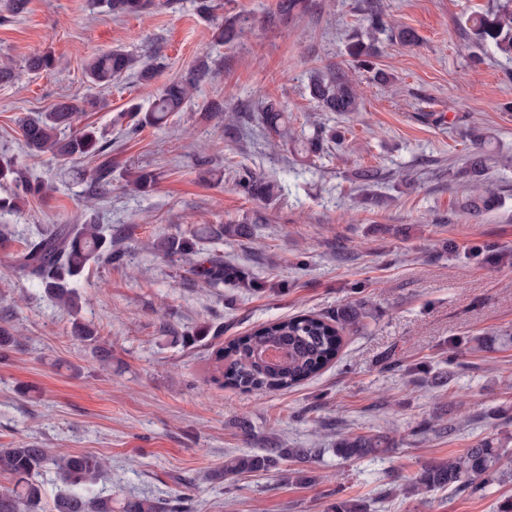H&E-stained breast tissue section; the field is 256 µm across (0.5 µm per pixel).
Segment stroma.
Returning a JSON list of instances; mask_svg holds the SVG:
<instances>
[{
  "instance_id": "obj_1",
  "label": "stroma",
  "mask_w": 512,
  "mask_h": 512,
  "mask_svg": "<svg viewBox=\"0 0 512 512\" xmlns=\"http://www.w3.org/2000/svg\"><path fill=\"white\" fill-rule=\"evenodd\" d=\"M198 2L160 0L151 14L119 17L94 0H29L17 16L0 9V67L22 75L0 84V152L54 187L0 211L13 232L0 245V328L12 337L0 349V448L105 457L99 485L112 512L136 500L164 512H329L344 499L366 512H512V453L501 460L504 480L480 491H409L427 462L512 438V58L473 47L460 28L495 0H310L300 18L256 23L226 45L213 41L217 23L238 13L258 20L277 0H210L207 12ZM372 6L388 25L375 43L387 84L354 70L347 53L365 39ZM394 28L413 30L417 43L392 39ZM46 49L54 69L26 71ZM114 49L157 52L166 65L149 84L128 74L89 87L86 63ZM206 54L216 73L184 111L134 129L128 107H149ZM328 65L360 82L357 111H317L307 72ZM90 95L100 104L81 121L112 142V187L94 214L123 258L75 281L81 308L72 314L16 278L11 259L38 229L83 211L90 188L79 172L95 162L29 157L18 121ZM212 100L223 112L204 114ZM261 100L280 104L296 131L317 116L332 140L313 153L281 140ZM473 126L489 138L485 181L502 198L478 215L457 207ZM201 155L210 159L204 178ZM367 167L380 183L363 184ZM138 168L158 173L152 192L129 184ZM246 171L281 183L280 197L245 193L237 182ZM244 221L249 235L198 246L257 280L255 290L206 285L154 248L162 236ZM358 301L370 313L365 332L344 336L336 360L299 386L247 392L213 370V352L258 324L332 317ZM79 323L95 328L94 341L75 335ZM376 433L392 439L378 458L337 456L340 438ZM273 448L316 455L212 477L233 456Z\"/></svg>"
}]
</instances>
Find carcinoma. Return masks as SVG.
Masks as SVG:
<instances>
[{"label": "carcinoma", "instance_id": "cac0c4a2", "mask_svg": "<svg viewBox=\"0 0 512 512\" xmlns=\"http://www.w3.org/2000/svg\"><path fill=\"white\" fill-rule=\"evenodd\" d=\"M113 15H138L155 7V0H101ZM308 0H277L276 6L264 19L269 27H276L290 18L305 13ZM254 20L247 14H236L224 19L214 32V40L227 43L234 40ZM469 38L478 46L492 45L501 54L512 57V0H505L496 8L471 13L465 20ZM359 68H371L370 58L375 54L374 44L362 42L349 48ZM55 58L46 51L31 56L27 68L33 72L49 71ZM164 67L163 58L155 54L137 58L121 49L92 57L85 72L93 87L112 84L132 71L141 83L149 84ZM214 69L206 58L200 59L184 76L165 84L152 105L144 110L138 105L130 109V117L139 126H160L182 110L192 91L209 78ZM308 89L321 111L344 114L358 109V85L341 69L314 68L309 73ZM98 100L88 97L82 104L61 102L48 112H39L21 120L20 130L27 154L39 157L49 153L54 158L81 160L94 158L97 165L88 173L90 184L99 196L110 192L112 186V156L110 144L95 127H74L81 114L95 108ZM263 120L278 134L288 133L284 110L276 103H260ZM487 135L479 129L470 130V141L476 152L465 162L460 174L477 183L484 175L483 146ZM12 184L14 192L0 198V211L17 209L16 202L28 197H43L52 188L37 179H29L17 167L13 158L0 155V184ZM156 184V175L140 170L133 179L135 189L147 193ZM244 191L266 200L279 195L282 186L261 176H250L239 181ZM499 198L493 194L467 195L458 202L461 211L480 214L498 207ZM193 237L168 236L156 243L165 255L195 256ZM120 258L112 249V237L104 234L102 225L91 217L82 224H51L37 236L24 242L16 254L14 273L37 283L56 304L68 311L79 308L78 296L70 282L92 263H112ZM194 272L210 286L222 284L237 288H256L237 267L215 256L191 262ZM368 312L360 303H351L336 313V317L301 314L262 324L238 336L213 354L215 370L232 386L246 391L280 390L294 387L317 375L338 356L343 336L360 333L366 327ZM387 437L377 434H355L336 443V455L342 458L377 457L384 453ZM502 448L482 440L446 461H431L419 473L415 492L427 493L436 489L473 491L499 479ZM272 456L242 454L230 460L224 474L249 473L270 466ZM55 468L57 479L65 487L54 499L53 512H112V495L93 486L107 467L105 459L96 455H59L52 457L45 448L19 446L0 448V471L11 477L12 486L0 491V512H25L42 500L43 487L38 481L40 471L47 464Z\"/></svg>", "mask_w": 512, "mask_h": 512}]
</instances>
